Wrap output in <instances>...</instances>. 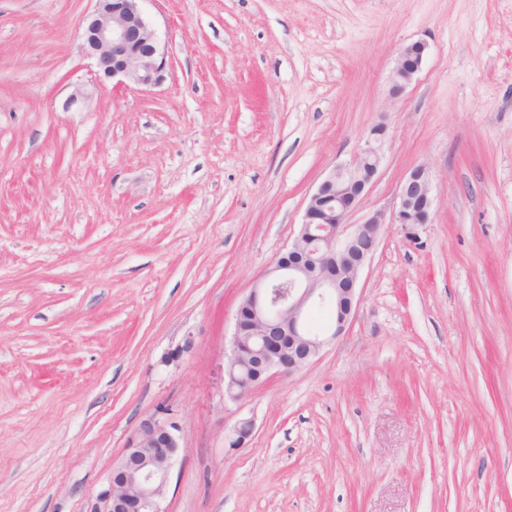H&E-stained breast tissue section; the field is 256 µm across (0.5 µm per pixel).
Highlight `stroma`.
<instances>
[{
  "instance_id": "1",
  "label": "stroma",
  "mask_w": 512,
  "mask_h": 512,
  "mask_svg": "<svg viewBox=\"0 0 512 512\" xmlns=\"http://www.w3.org/2000/svg\"><path fill=\"white\" fill-rule=\"evenodd\" d=\"M93 8L0 0V512H93L164 408L163 512H512V0H142L146 89L96 83ZM378 125L348 221L423 165L419 243L384 225L345 334L226 400L240 300ZM426 48V43L417 41L399 50L390 77L391 96H399L411 82L421 68Z\"/></svg>"
}]
</instances>
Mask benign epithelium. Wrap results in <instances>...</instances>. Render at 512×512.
Instances as JSON below:
<instances>
[{
	"instance_id": "obj_1",
	"label": "benign epithelium",
	"mask_w": 512,
	"mask_h": 512,
	"mask_svg": "<svg viewBox=\"0 0 512 512\" xmlns=\"http://www.w3.org/2000/svg\"><path fill=\"white\" fill-rule=\"evenodd\" d=\"M141 0H96L81 33V53L95 61L100 80L151 88L166 77V53L140 7ZM427 45L402 47L390 77V94L399 96L423 63ZM383 129L376 126L350 163L335 166L309 198L300 231L242 299L227 354L224 397L238 401L275 373L292 374L343 335L358 300L360 272L376 251L381 226L398 224L414 242L429 223L434 204L431 179L423 165L413 167L399 187L391 215L375 211L342 236L349 214L373 182L380 163ZM326 306L334 317L310 335L307 318ZM253 425L244 421L232 431L230 445L241 448ZM178 425L168 417L143 420L99 493L101 512H162L179 449Z\"/></svg>"
}]
</instances>
